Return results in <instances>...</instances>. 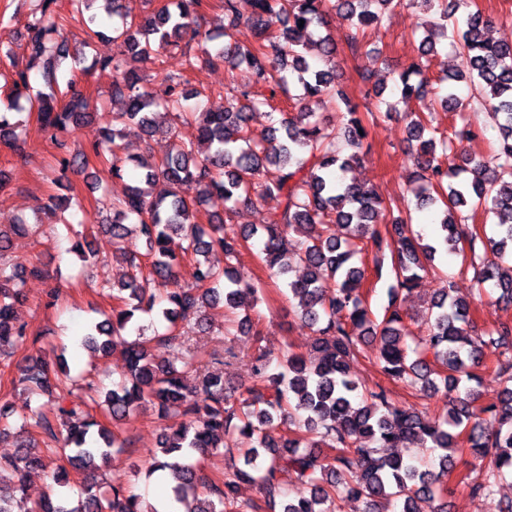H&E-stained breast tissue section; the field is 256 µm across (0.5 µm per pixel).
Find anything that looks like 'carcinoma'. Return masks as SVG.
Here are the masks:
<instances>
[{"instance_id": "carcinoma-1", "label": "carcinoma", "mask_w": 512, "mask_h": 512, "mask_svg": "<svg viewBox=\"0 0 512 512\" xmlns=\"http://www.w3.org/2000/svg\"><path fill=\"white\" fill-rule=\"evenodd\" d=\"M95 2L71 0L85 47L102 36L101 21L91 12ZM104 2L112 16L116 50L97 64L112 70V96L123 100L124 109L113 113L112 126L104 128L92 154L112 151L110 170L119 177L125 165L117 154L119 141L134 132L152 136L158 118L172 116L166 133L175 137L184 121L194 123L198 133L197 143H175L160 161L132 159L142 170L141 184L112 204L105 230L115 244L134 233L142 238L148 271L131 264L128 279L112 288V316L91 325L84 337L88 347L101 353L117 342L125 345L128 372L105 393L113 421H130L146 404L162 416L180 418L164 429L148 471L171 472L174 500L183 503L192 497L185 512H261L257 502L237 501L241 481L257 484L270 502L281 499L282 512H337L344 501L358 504L357 512H385L388 504L396 512H447L441 478L452 474L456 452L469 453L473 467L489 461L485 478L470 485L474 494L489 492L497 481L512 477V322L497 324L486 337L474 333L471 303L445 286L432 300L426 335L410 344L399 310L390 304L379 320L361 291L370 252L379 278L385 259H390L394 283L389 295L394 298L436 273V255L446 251L462 256V266L473 271L478 286L492 284L499 291L497 301L512 302V43L486 37L492 19L478 9L459 13L468 0H246V17L239 10L240 0H224V30L206 34L199 44L210 62L224 63L232 78L244 73L247 83L231 98L213 90L203 111L187 113L182 101L191 92L181 81H171L159 94L144 84L140 70L144 64H163L172 49L181 50L185 65H195L198 56L185 35L198 36L192 27L202 0H167L141 17L128 13L125 0ZM403 4L432 13L436 20L425 24L420 61L398 74L396 90L403 100L434 95L445 111L457 116L446 135L419 117L407 124L421 180L412 190L416 206L444 207L432 239L414 229L410 215L387 218L376 190L348 176L360 160L368 126L395 111L396 103L381 99L371 108L351 101L336 82L332 33L318 39L322 68L310 64L299 49L300 39L311 28L324 27L331 10L345 13L354 30L349 44L355 47L368 27ZM244 17L254 34L249 48L233 41V30ZM64 30L50 0H43L25 24L30 68L12 77L14 91L27 89L30 69L38 68L43 86L36 94L38 120L54 134L91 117L89 100L74 92V79L66 77L70 54ZM283 42L288 43L286 63ZM440 45L465 54L469 72L429 78L428 63ZM289 73L296 76L294 89ZM459 82L467 85L468 96L456 94ZM279 96L292 103L294 113L272 106ZM313 99L343 103L344 128L336 130L312 111ZM474 102L488 107L499 133V147L488 158L459 151L463 142L477 137L462 115ZM264 107L279 112L280 118L257 139L249 123ZM24 126L19 99L8 100L0 109V144L22 149ZM269 164L279 167L280 176L275 184L264 185L259 176ZM192 185L199 192L195 199L183 191ZM213 195L224 199L229 212L269 195L278 197L279 205L265 223L236 232L219 217L209 224L197 222L198 207ZM468 207L483 208L497 218L487 241L465 232ZM174 236L183 242L178 253L171 248ZM254 237L261 241V260L271 275L285 277L295 264L304 268V276L286 282V287L294 314L313 329L315 338L308 354L285 347L278 372L271 370L270 355L259 352L254 371L263 387L250 388L243 396L226 384L223 370L195 365L192 330L202 326L204 308L222 302L245 312L242 332L260 333L250 311L262 286L237 268L241 249ZM213 253L224 255V267L210 261ZM186 262L193 279L187 287L178 281V270ZM24 284L17 266L0 262V354L27 340V326L15 315L17 305L26 300ZM131 330L135 339H123ZM366 339L378 343L385 376L426 398L444 392L443 412L400 407L379 385L359 389L348 376V363ZM170 350L181 351V366L164 358ZM490 354L503 387L494 402L478 406L480 394L470 382L480 383L476 370ZM192 368L198 372L194 382L185 376ZM70 380L60 361L42 356L21 369L20 383L26 389L56 395L55 416L35 411L33 426L63 441L69 464L83 472L99 469L114 455L133 454L131 439L102 425L89 411L96 399L74 394L67 385ZM485 414L498 421L491 433L484 427ZM226 435L235 436L238 459L232 472L217 482L190 458L196 452L224 450ZM400 445L437 454V469L380 452ZM323 448L335 452L332 460L323 456ZM46 468L30 441L16 456L0 460V486L7 481L22 493L25 474ZM289 477L306 485L309 495L285 497ZM51 479L57 496L34 502L30 512H144L137 494L94 477L73 499L63 492L70 485L66 468L53 470Z\"/></svg>"}]
</instances>
